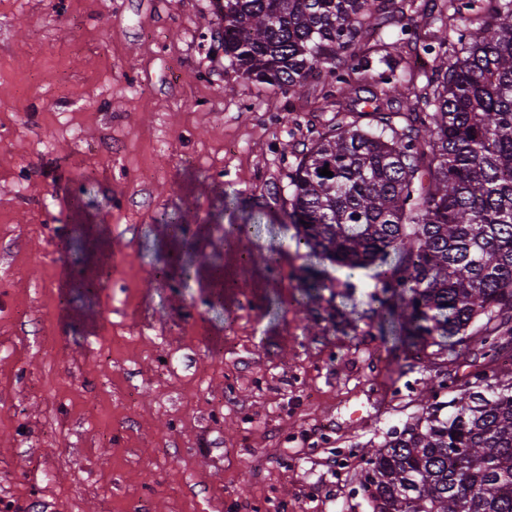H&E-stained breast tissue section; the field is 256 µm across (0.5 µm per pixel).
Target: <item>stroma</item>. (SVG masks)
Segmentation results:
<instances>
[{"instance_id":"obj_1","label":"stroma","mask_w":512,"mask_h":512,"mask_svg":"<svg viewBox=\"0 0 512 512\" xmlns=\"http://www.w3.org/2000/svg\"><path fill=\"white\" fill-rule=\"evenodd\" d=\"M450 12L414 0L385 33L423 44ZM223 29L211 0H0V512H372L363 460L339 477L336 454L413 423L433 383L506 369L469 339L382 344L378 266H312L296 245L288 175L337 118L366 124L376 72L354 96L268 87L220 41L194 52ZM79 187L117 253L94 300L57 286ZM165 214L203 259L225 226L259 224L255 252L280 259L237 280L256 309L156 278ZM310 267L335 288L292 307Z\"/></svg>"}]
</instances>
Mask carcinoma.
<instances>
[{
  "instance_id": "carcinoma-1",
  "label": "carcinoma",
  "mask_w": 512,
  "mask_h": 512,
  "mask_svg": "<svg viewBox=\"0 0 512 512\" xmlns=\"http://www.w3.org/2000/svg\"><path fill=\"white\" fill-rule=\"evenodd\" d=\"M496 2L485 20L481 0H457L453 14L433 19L436 38L405 42L438 58L457 46L462 56L420 88L383 71L370 122H337L288 175L297 245L351 272L386 265L371 295L382 341L419 356L468 335L491 361H512V0ZM392 4L212 0L224 56L243 78L296 93L323 72L329 96L357 91L355 76L386 61L381 35ZM466 12L475 21L456 24ZM340 52L349 57L343 71ZM410 94L398 128L386 106ZM325 166L333 176L320 175ZM259 231L240 224L227 245L250 267L273 266L276 255L243 248ZM325 288L307 276L293 303L306 306ZM474 378L449 401L438 400L446 380L438 381L414 424L364 453L360 489L374 512H512V376Z\"/></svg>"
}]
</instances>
